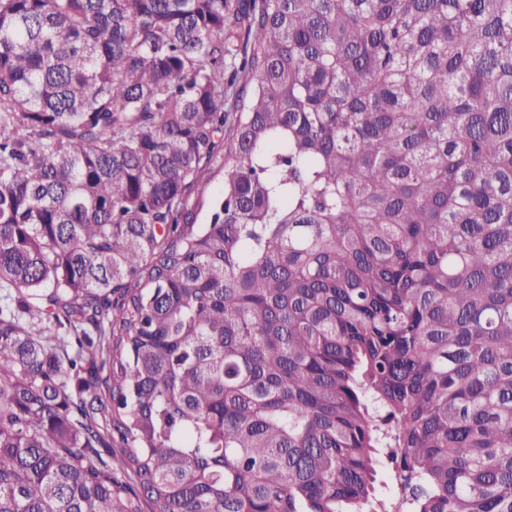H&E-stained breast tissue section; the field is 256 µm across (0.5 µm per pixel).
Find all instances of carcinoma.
Returning <instances> with one entry per match:
<instances>
[{"label":"carcinoma","instance_id":"obj_1","mask_svg":"<svg viewBox=\"0 0 512 512\" xmlns=\"http://www.w3.org/2000/svg\"><path fill=\"white\" fill-rule=\"evenodd\" d=\"M142 496L512 512V0H0V512Z\"/></svg>","mask_w":512,"mask_h":512}]
</instances>
